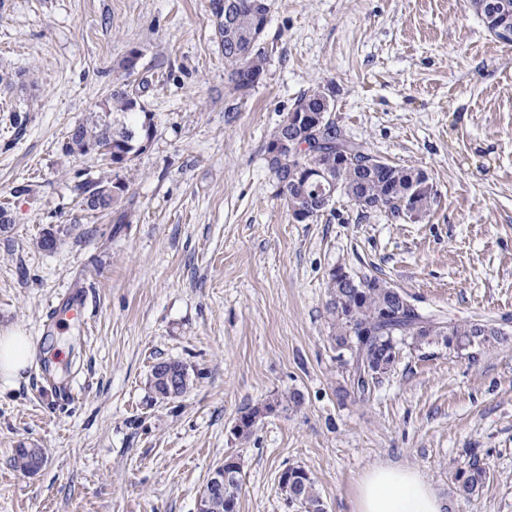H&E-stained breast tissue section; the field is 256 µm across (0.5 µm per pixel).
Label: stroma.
Listing matches in <instances>:
<instances>
[{
	"mask_svg": "<svg viewBox=\"0 0 512 512\" xmlns=\"http://www.w3.org/2000/svg\"><path fill=\"white\" fill-rule=\"evenodd\" d=\"M268 2L265 75L243 92L224 74L210 0H0V107L24 120L20 132L0 123V201L14 220L0 234V335L36 349L0 387V512H196L231 452L238 512H298L279 486L294 466L325 512H350L377 465L416 469L448 512H512V339L473 359L403 345L363 398L330 343L325 288L341 266L422 312L512 336V45L471 0ZM126 81L147 83L156 134L113 169L126 189L94 215L76 184L103 162L64 146ZM313 89L330 94L345 136L426 171V215L340 196L316 220L293 219L265 148ZM51 224L82 233L40 250ZM70 296L88 330L48 324ZM164 360L195 381L160 403L148 378ZM269 400L276 410L235 439L241 414ZM23 444L45 451L36 473L14 466ZM469 448L489 482L467 502L454 472Z\"/></svg>",
	"mask_w": 512,
	"mask_h": 512,
	"instance_id": "35a3bbf8",
	"label": "stroma"
}]
</instances>
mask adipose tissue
Listing matches in <instances>:
<instances>
[{
  "label": "adipose tissue",
  "mask_w": 512,
  "mask_h": 512,
  "mask_svg": "<svg viewBox=\"0 0 512 512\" xmlns=\"http://www.w3.org/2000/svg\"><path fill=\"white\" fill-rule=\"evenodd\" d=\"M34 350L27 336H0V383L15 384ZM447 504L417 470L377 466L359 480L351 512H446Z\"/></svg>",
  "instance_id": "adipose-tissue-1"
}]
</instances>
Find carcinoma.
I'll use <instances>...</instances> for the list:
<instances>
[{
    "mask_svg": "<svg viewBox=\"0 0 512 512\" xmlns=\"http://www.w3.org/2000/svg\"><path fill=\"white\" fill-rule=\"evenodd\" d=\"M227 0H211L214 32L224 53L227 80L239 91L254 88L253 79L266 70L267 55L261 46L259 32L268 23L269 6H256L257 0H232L230 17H225ZM483 0H472L487 29L507 22L512 27V0H495L496 14L483 13ZM145 86L123 83L112 88L98 105L75 125L68 134L64 150L68 155L96 152L104 157L106 171L96 179L82 180L76 185L82 206L89 212L112 209V198L106 189L112 186L124 192L125 186L112 180L111 169L126 167L147 150L155 135L152 113L141 103ZM324 92L311 90L294 104L296 112L316 113L324 108ZM269 168L282 187L288 211L293 218H318L333 205L338 194L354 202L361 210H380L392 217L400 216V203L414 199L417 216L426 214L436 202L437 193L428 174L419 168L393 165L371 154L366 147L346 138L332 120L324 128L308 130L304 145L293 154L284 148L275 156H267ZM315 167L323 173V181L310 182L306 171ZM79 229L77 224H51L39 238L43 250H53ZM326 311L331 321L330 336L340 363L350 365L349 376L357 391L365 396L390 375L399 361L401 345L411 340L415 346L443 344L448 350L461 353L486 350L502 344L509 335L491 324L469 321H443L430 314L417 313L399 303L397 288L377 276L354 277L339 266L328 275ZM350 360H345V353ZM365 362L374 371L366 380L358 374L359 363ZM194 380L182 362L166 360L153 366L149 389L155 400L165 402L186 394ZM274 409L271 402L256 405L238 418L233 434L245 440L253 432L257 419ZM14 464L23 473L41 468L40 457L26 446H19ZM489 480V473L472 454L460 463L454 474L458 497H477ZM288 484L292 495L288 502L303 512H324L315 480L302 468H288Z\"/></svg>",
    "mask_w": 512,
    "mask_h": 512,
    "instance_id": "obj_1",
    "label": "carcinoma"
}]
</instances>
